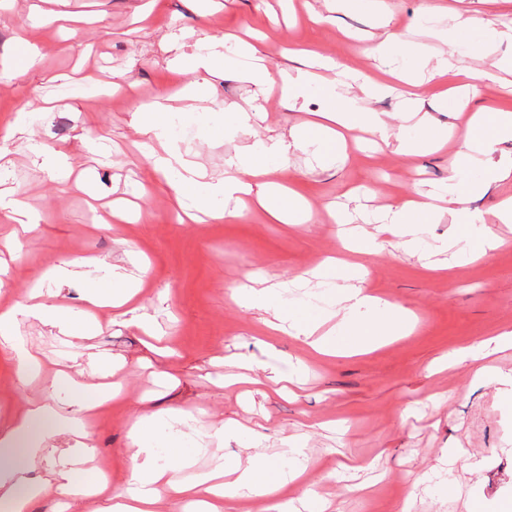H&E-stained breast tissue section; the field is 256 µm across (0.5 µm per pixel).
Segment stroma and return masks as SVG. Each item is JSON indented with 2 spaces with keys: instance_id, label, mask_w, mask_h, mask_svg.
Wrapping results in <instances>:
<instances>
[{
  "instance_id": "35a3bbf8",
  "label": "stroma",
  "mask_w": 512,
  "mask_h": 512,
  "mask_svg": "<svg viewBox=\"0 0 512 512\" xmlns=\"http://www.w3.org/2000/svg\"><path fill=\"white\" fill-rule=\"evenodd\" d=\"M434 14L422 16L423 5ZM450 0H0V158L7 184L37 213L33 224L13 225L0 241V310L27 302L33 289L65 306L75 318H94L97 333L69 336L32 316L19 317L15 343L0 342V430L24 399L54 394L59 413L71 410L67 393H55L63 370L85 385L102 383L99 359L117 363L112 377L120 395L98 408L90 422L97 454L93 466L109 471L112 493L130 480L128 432L140 414L188 411L199 428L238 421V435L193 449V472L204 473L256 452L276 457L294 443L308 457L302 479L287 487L282 512H295L303 493L325 502L326 512H512V388L475 378L466 361L430 372V365L464 347L512 331V224L495 225L504 246L445 270L424 267L422 254L467 225L443 218L422 225L418 250L386 246L363 257L364 291L412 311L410 331L374 351L333 356L314 353L303 338L273 332L263 311L232 298L236 288L289 283L291 308L338 309L339 291L292 280L329 256H343L339 227L328 208L346 203L361 231L376 232V217L395 202L448 183V159L460 148L449 139L437 152L399 153L413 136L406 108L392 94L368 100L382 113L391 138L376 149L368 139L349 145L347 159L320 156L314 148L291 150L270 162L267 182L289 189L304 224L272 221L250 208L239 222L199 213L178 220L174 191L153 173L137 127L143 105L165 100L183 113L189 133L177 139L184 156L206 175L223 179L225 162L255 138L290 139L318 121L325 106L310 90L288 107L279 87L261 89L230 75H215L204 95L185 100L193 73L178 69L196 43L227 34L260 48L272 75L326 60L378 76L393 66L417 69L409 50L437 54L448 29ZM490 29L473 38L462 64L492 69L512 54V41L490 40V30H512V0H471ZM332 16L317 24L314 13ZM400 36L388 54L368 53L381 19ZM38 52L24 64L23 44ZM92 73L95 86L58 91L62 74ZM263 106L265 121L243 132L236 108ZM98 119L108 155L82 141L86 115ZM28 132L13 133L17 118ZM68 157L61 179L30 151L31 142ZM124 204L125 221L97 223L112 202ZM98 258L137 278L134 312L117 316L86 297L96 276L77 271L53 279L61 259ZM146 317L158 334L140 331ZM41 363L39 378L16 375L15 346ZM251 366L261 382L225 388L226 375ZM293 375L285 394L262 381Z\"/></svg>"
}]
</instances>
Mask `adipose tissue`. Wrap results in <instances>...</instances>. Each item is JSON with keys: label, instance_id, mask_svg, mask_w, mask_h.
<instances>
[{"label": "adipose tissue", "instance_id": "1", "mask_svg": "<svg viewBox=\"0 0 512 512\" xmlns=\"http://www.w3.org/2000/svg\"><path fill=\"white\" fill-rule=\"evenodd\" d=\"M469 0H454L448 10L450 27L443 32L442 39L447 52L438 56L428 75L399 76V92L412 115L417 116L415 140L428 149L440 148L448 139L447 131L433 124L425 113L429 103V86H452L464 97H471L476 91L478 76L461 64L462 50L470 46L472 36L481 26V21L472 15ZM224 42L212 38L197 45L195 52L184 64L198 77L197 87H207L210 75L225 65ZM318 87L326 100L321 111L322 129L331 135L345 137L346 133L368 126L388 137L389 128L379 113L366 109L363 98H372L385 92V85L376 83L371 77L356 78L350 70H342L338 77L329 79L311 72H299L297 78L288 80L284 95L289 104H296L310 87ZM512 139V111L477 109L468 117L461 141L465 158L484 178L477 183L480 191H489L493 186L512 181V164L495 162L493 153L496 144ZM302 137L292 142L258 140L228 161L230 172L223 181L214 184V192L223 194L225 200L237 198L238 194L253 191L251 178L265 172V163L275 156H286L289 149L304 148ZM460 167L458 161L448 163V191L444 193V207H436L424 200L410 199L388 206L382 224L392 234L400 236L404 246H412L419 225L436 223L441 213H448L458 223H479L480 239L488 249L501 244L492 227L496 224L512 223V197L503 199L494 209L480 216H473L469 210L468 191L459 190ZM314 277L340 279L345 283L340 300L341 324L349 328L354 338L364 347H372L389 336H398L408 328L406 309L389 304H378L366 295L355 283L352 264L328 259L313 271ZM235 299L245 306L269 308L273 311L269 329L277 331L284 319H291L297 334L310 339L317 351H325L322 339L316 332L318 321L306 316H287L276 306L275 293L240 288L234 293ZM35 316L47 320L60 328L61 332L73 335L91 331V324H75L68 310L54 303L38 301L17 308L0 311V339L10 342L15 338L18 316ZM56 388L72 391L74 411L71 415H60L46 402H25L20 404L7 430L0 432V502L10 512H29L32 502L45 495L69 499L86 496L87 492L75 479V467L92 459L91 433L88 425L90 413L107 403L113 395L111 386L102 389L76 387L73 378L66 373L59 374ZM168 419L176 430L166 448L165 460H158L151 448L152 419L136 418L131 428V444L134 451L130 457L133 486L127 494L117 495L111 508L93 507L89 512H153L160 493H167L178 502L199 507L200 512H223L225 502L234 500L240 493L265 499L271 512L279 508V496L288 483L296 480L303 466L300 449H293L291 463L275 461L263 456L249 458L245 467L234 468V477L221 481L218 475L204 474L192 480L177 479L171 465L175 462L188 463L190 455L184 448L180 430L189 427L190 419L179 413L169 414ZM58 430H67L77 437L74 448L62 457H55L53 449L43 448L44 439ZM42 452L43 460L50 464L53 478L44 484L29 488L25 495H18L16 489L25 485L26 462L34 452Z\"/></svg>", "mask_w": 512, "mask_h": 512}]
</instances>
